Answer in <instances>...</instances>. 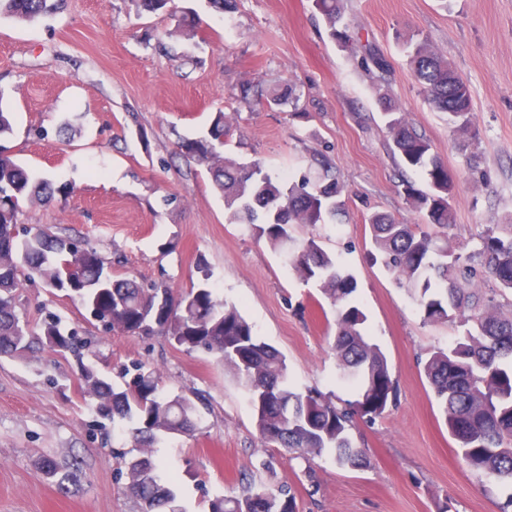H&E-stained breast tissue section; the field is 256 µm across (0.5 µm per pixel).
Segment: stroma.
Wrapping results in <instances>:
<instances>
[{"label": "stroma", "instance_id": "stroma-1", "mask_svg": "<svg viewBox=\"0 0 512 512\" xmlns=\"http://www.w3.org/2000/svg\"><path fill=\"white\" fill-rule=\"evenodd\" d=\"M175 3L169 15L139 12L135 0H66L34 22L0 19V104L14 116L0 147L68 188L46 204L21 202L22 223L90 241L114 277L146 284L189 289L206 259L209 287L285 356L294 386L341 406L356 395L337 366L336 326L317 291L254 231L229 222L205 170L178 145L206 134L221 111L230 123L226 154L261 162L272 176L301 177L310 152L322 151L344 188L346 215L315 233L356 278L352 301L392 380L383 415L352 432L367 466L340 469L327 457L307 463L263 446L244 387L214 355L160 334L91 329L94 364L109 377L141 361L160 371L163 390L195 402L198 430L154 450L177 476L180 503L209 512L218 494L286 485L296 512H500L512 488L466 464L418 365L460 330L423 323L416 292L377 258L366 220L409 214L378 103L385 93L457 174L454 248L473 252L486 226L512 224V0H345L350 29L390 64L382 81L361 68L357 45L330 37L313 0H236L223 14L208 0ZM184 16L195 39L173 34ZM415 35L446 54L471 88L478 173L464 168L447 116L411 74L403 45ZM259 83L292 86L297 108L244 98ZM49 312L78 322L84 308L40 283L24 288L23 319L36 328ZM131 448L130 436L84 400L73 358L0 356V512H135L120 459ZM47 458L79 464L78 486L64 491L45 477Z\"/></svg>", "mask_w": 512, "mask_h": 512}]
</instances>
